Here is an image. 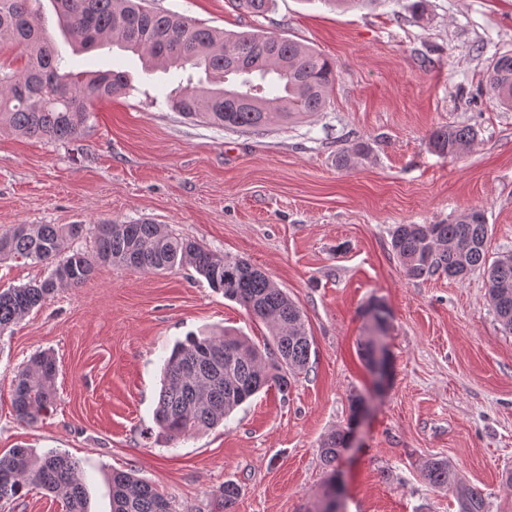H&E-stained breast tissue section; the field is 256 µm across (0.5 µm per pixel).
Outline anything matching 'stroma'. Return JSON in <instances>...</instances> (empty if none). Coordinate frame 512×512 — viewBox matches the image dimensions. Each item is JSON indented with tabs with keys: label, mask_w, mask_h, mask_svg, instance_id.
Returning a JSON list of instances; mask_svg holds the SVG:
<instances>
[{
	"label": "stroma",
	"mask_w": 512,
	"mask_h": 512,
	"mask_svg": "<svg viewBox=\"0 0 512 512\" xmlns=\"http://www.w3.org/2000/svg\"><path fill=\"white\" fill-rule=\"evenodd\" d=\"M229 32L261 30L303 42L336 64L325 111L297 122L232 131L185 121L166 93L187 73H144L108 47L77 53L48 30L66 67L126 70L129 92L92 104L70 143L0 129V233L16 224L149 221L248 260L303 310L309 369L287 394L261 392L225 422L175 443L155 410L175 341L230 328L264 343L270 331L193 269L162 273L103 266L59 290L0 337V455L57 450L80 465L89 512H112V471L134 473L177 512H303L327 478L319 443L358 421L338 463L341 512H456L447 490L420 473L432 455L512 512V335L493 311L483 273L414 280L390 247L397 224H440L473 208L489 226L488 254H512V109L485 83L492 59L512 53V0H411L343 9L276 0L265 16L229 0H151ZM470 125L461 156L429 145L440 126ZM359 142L370 151L338 167ZM374 298L391 310L383 380L356 341ZM40 350L59 367L55 408L28 426L13 412L17 370Z\"/></svg>",
	"instance_id": "1"
}]
</instances>
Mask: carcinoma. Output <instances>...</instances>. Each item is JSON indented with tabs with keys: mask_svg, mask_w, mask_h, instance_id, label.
Masks as SVG:
<instances>
[{
	"mask_svg": "<svg viewBox=\"0 0 512 512\" xmlns=\"http://www.w3.org/2000/svg\"><path fill=\"white\" fill-rule=\"evenodd\" d=\"M42 0H0V48L20 53L21 65L0 60V127L48 142L83 135L91 102L130 90L124 71L74 73L62 65L47 36ZM57 22L83 49L115 47L143 60L145 68H201L207 83L171 90L173 110L190 120L236 131H255L279 120L288 123L323 112L336 82V65L314 48L260 32L226 34L164 10L147 0H50ZM275 0H231L255 17ZM486 86L512 108V54L497 57L487 69ZM477 136L469 126L433 130L429 144L439 155H457ZM81 224H16L0 234V261L30 259L51 267L49 275L0 291V336L61 288L80 287L101 265L163 272L190 267L224 298L241 305L271 330L273 353L266 355L243 336L227 330L202 331L174 344L164 364L155 419L168 441L210 429L262 389L288 393L291 377L305 371L312 339L304 313L286 292L248 261L213 251L164 230L159 224L106 222L93 227V250L74 249ZM489 228L484 212L471 210L448 224H397L391 248L412 279L446 275L463 279L483 271L496 317L512 334V254L487 263ZM368 332L357 340L358 354L370 366L379 334L388 329L391 311L379 300L365 310ZM56 359L33 355L15 376L13 410L17 420L34 424L56 400ZM346 431L326 439L319 452L335 467ZM421 475L448 489L456 512H488L486 495L467 483L443 457L428 459ZM31 487L62 499L65 512H87L86 489L78 464L67 454L36 456L16 447L0 456V504L13 502ZM112 512H176L173 502L152 484L129 473L112 474ZM307 512H336V483L324 488Z\"/></svg>",
	"mask_w": 512,
	"mask_h": 512,
	"instance_id": "obj_1",
	"label": "carcinoma"
}]
</instances>
